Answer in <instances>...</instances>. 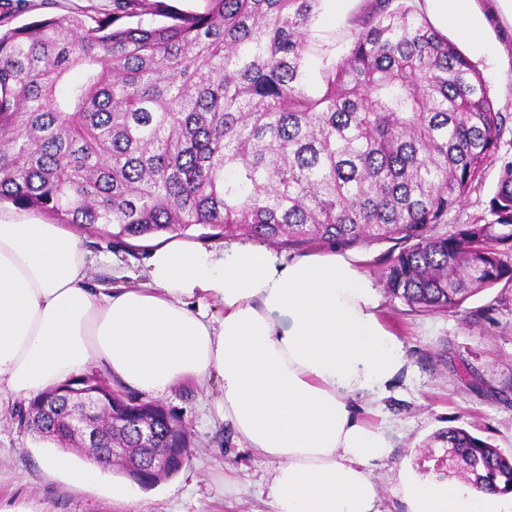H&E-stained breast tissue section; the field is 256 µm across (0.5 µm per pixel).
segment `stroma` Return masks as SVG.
Returning <instances> with one entry per match:
<instances>
[{
    "label": "stroma",
    "mask_w": 512,
    "mask_h": 512,
    "mask_svg": "<svg viewBox=\"0 0 512 512\" xmlns=\"http://www.w3.org/2000/svg\"><path fill=\"white\" fill-rule=\"evenodd\" d=\"M490 16V36L497 54H472L497 108L512 114V25L493 17V0H478ZM8 5L11 23L21 26L47 17L109 14L117 0H0ZM373 0H348L336 11L324 0L313 30L344 50ZM499 179L498 165L488 166L462 204L448 215L454 224L488 214V202ZM91 253H110L133 271H140L150 240L119 239L93 227L82 229ZM382 314L403 341L407 364L382 401L381 418L392 424V448L377 462L372 477L381 489L383 512H407L397 494L402 478L422 484L435 480L434 469L445 451L431 447L432 435L463 425L496 448L512 454V390L488 398L483 389L458 382L453 371L461 361L472 363L486 386L500 388L512 378V288H493L470 298L460 312H417L382 300ZM217 381L180 384L161 404L189 428L192 456L176 476L149 490L132 488L128 504L113 502L111 486L123 480L120 466L106 469L94 485H74L70 474L43 467L54 444L40 440L25 424L27 405L10 395L0 397V512H273L266 478L272 462L246 448L218 409Z\"/></svg>",
    "instance_id": "35a3bbf8"
}]
</instances>
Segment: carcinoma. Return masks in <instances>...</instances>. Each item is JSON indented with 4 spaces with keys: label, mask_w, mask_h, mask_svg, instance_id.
I'll return each mask as SVG.
<instances>
[{
    "label": "carcinoma",
    "mask_w": 512,
    "mask_h": 512,
    "mask_svg": "<svg viewBox=\"0 0 512 512\" xmlns=\"http://www.w3.org/2000/svg\"><path fill=\"white\" fill-rule=\"evenodd\" d=\"M321 2L206 0L184 13L121 0L112 14L20 27L0 13V202L116 238L202 225L292 249L396 240L385 290L416 311L512 288V156L501 153L512 118L407 0H374L340 56L312 37ZM76 68L84 80L67 83ZM495 161L492 220L448 224ZM78 405L47 391L27 425L62 447ZM110 409L122 423L98 420L96 444L78 445L140 458L192 447L158 403L114 395ZM432 441L468 484L512 490V455L463 426Z\"/></svg>",
    "instance_id": "1"
}]
</instances>
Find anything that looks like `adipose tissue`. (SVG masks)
I'll list each match as a JSON object with an SVG mask.
<instances>
[{
  "instance_id": "obj_1",
  "label": "adipose tissue",
  "mask_w": 512,
  "mask_h": 512,
  "mask_svg": "<svg viewBox=\"0 0 512 512\" xmlns=\"http://www.w3.org/2000/svg\"><path fill=\"white\" fill-rule=\"evenodd\" d=\"M424 14L488 51L477 0H423ZM111 285L89 273L69 224L0 206V395L30 400L97 366L160 397L219 380L225 421L274 461V512H381L371 479L392 446L370 423L405 367L356 255L294 258L254 240L150 249L141 282L113 256ZM409 512H507L512 498L451 484L403 488Z\"/></svg>"
}]
</instances>
